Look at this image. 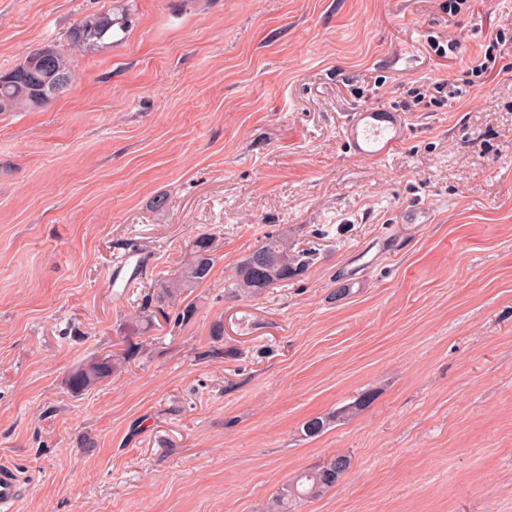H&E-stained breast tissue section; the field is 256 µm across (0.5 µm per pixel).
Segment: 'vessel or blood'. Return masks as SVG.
I'll return each instance as SVG.
<instances>
[{
  "label": "vessel or blood",
  "mask_w": 512,
  "mask_h": 512,
  "mask_svg": "<svg viewBox=\"0 0 512 512\" xmlns=\"http://www.w3.org/2000/svg\"><path fill=\"white\" fill-rule=\"evenodd\" d=\"M405 131L403 116L394 110L362 107L351 111L346 121L345 140L351 153L378 157L386 153ZM24 477L9 465L0 467V512H15L23 494Z\"/></svg>",
  "instance_id": "obj_1"
}]
</instances>
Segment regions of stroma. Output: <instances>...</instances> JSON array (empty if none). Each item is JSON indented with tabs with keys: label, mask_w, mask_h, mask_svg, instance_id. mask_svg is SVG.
I'll return each mask as SVG.
<instances>
[{
	"label": "stroma",
	"mask_w": 512,
	"mask_h": 512,
	"mask_svg": "<svg viewBox=\"0 0 512 512\" xmlns=\"http://www.w3.org/2000/svg\"><path fill=\"white\" fill-rule=\"evenodd\" d=\"M124 7L120 44L73 48L79 19ZM499 32V77L410 110L434 79L468 80ZM452 37L456 56L436 52ZM48 43L73 82L0 113V464L30 477L16 512H266L336 453L350 469L297 512H512V0L454 16L448 0H0V71ZM362 106L407 113L383 157L344 143ZM202 231L220 247L183 297L192 316L132 333ZM270 233L312 264L229 296ZM128 248L144 266L124 290L109 277Z\"/></svg>",
	"instance_id": "35a3bbf8"
}]
</instances>
